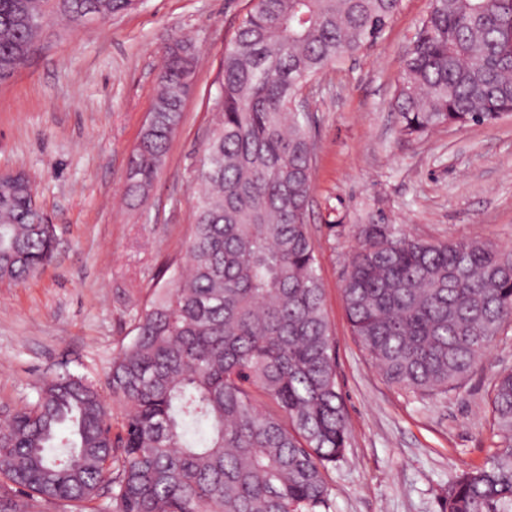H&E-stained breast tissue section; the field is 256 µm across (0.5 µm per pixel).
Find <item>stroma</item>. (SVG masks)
Instances as JSON below:
<instances>
[{
	"label": "stroma",
	"mask_w": 512,
	"mask_h": 512,
	"mask_svg": "<svg viewBox=\"0 0 512 512\" xmlns=\"http://www.w3.org/2000/svg\"><path fill=\"white\" fill-rule=\"evenodd\" d=\"M250 0H140L99 25L48 26L0 84V170L24 171L56 227L52 262L0 285V414L69 372L111 397L112 358L130 342L152 289L183 263L194 181L216 120L224 48ZM430 0H402L373 46L307 88L316 150L309 231L335 336L348 444L330 467V512H443L448 485L500 448L491 393L512 370V322L455 390H396L361 349L342 283L362 225L380 221L431 242L512 249V118L409 138L390 102ZM190 39L196 85L165 163L140 206L122 204L131 149L150 112L165 44Z\"/></svg>",
	"instance_id": "stroma-1"
}]
</instances>
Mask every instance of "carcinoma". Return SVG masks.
I'll use <instances>...</instances> for the list:
<instances>
[{"mask_svg": "<svg viewBox=\"0 0 512 512\" xmlns=\"http://www.w3.org/2000/svg\"><path fill=\"white\" fill-rule=\"evenodd\" d=\"M401 0H252L224 50L218 121L197 174L187 273L155 290L112 360V400L63 373L0 423V512L33 501L112 512H320L348 429L334 336L308 232L315 143L297 98L325 68L372 45ZM134 0H0V83L54 17L79 26ZM194 49L165 48L149 119L130 153L127 204L145 202L182 121ZM401 132L493 125L512 115V0H431L396 79ZM36 189L0 178V284L47 265L56 230ZM342 286L352 333L393 387L458 386L512 321V250L428 243L368 224ZM492 406L501 448L449 487L445 512H512V371Z\"/></svg>", "mask_w": 512, "mask_h": 512, "instance_id": "cac0c4a2", "label": "carcinoma"}]
</instances>
